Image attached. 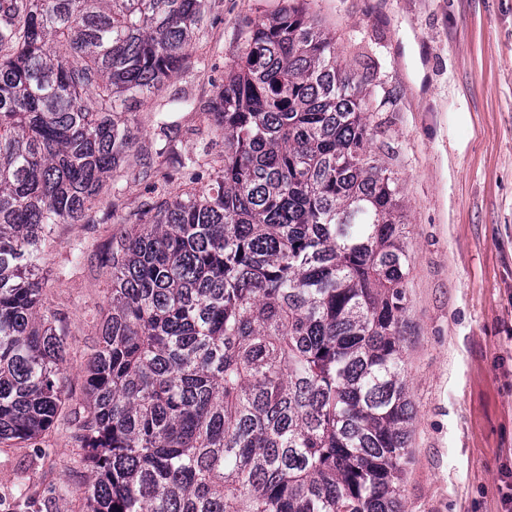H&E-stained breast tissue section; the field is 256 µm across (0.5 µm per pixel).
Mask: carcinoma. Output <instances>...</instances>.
Listing matches in <instances>:
<instances>
[{
    "instance_id": "cac0c4a2",
    "label": "carcinoma",
    "mask_w": 512,
    "mask_h": 512,
    "mask_svg": "<svg viewBox=\"0 0 512 512\" xmlns=\"http://www.w3.org/2000/svg\"><path fill=\"white\" fill-rule=\"evenodd\" d=\"M205 0H0V443L64 403L44 246L82 224L177 73ZM213 165L143 213L76 439L87 512H402L409 253L379 125L301 0L250 22Z\"/></svg>"
}]
</instances>
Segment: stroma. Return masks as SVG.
Listing matches in <instances>:
<instances>
[{
    "label": "stroma",
    "instance_id": "35a3bbf8",
    "mask_svg": "<svg viewBox=\"0 0 512 512\" xmlns=\"http://www.w3.org/2000/svg\"><path fill=\"white\" fill-rule=\"evenodd\" d=\"M287 0H206L181 70L136 111V143L85 224L57 225L44 308L67 334L66 403L35 442L0 443V512H84L92 479L74 439L84 367L98 346L111 266L140 228L145 168L164 197L180 159L222 156L202 113L237 60L248 21ZM355 73L373 60V151L397 177L410 254L403 360L414 416L404 512H512V0H308ZM84 245L77 255L76 245Z\"/></svg>",
    "mask_w": 512,
    "mask_h": 512
}]
</instances>
